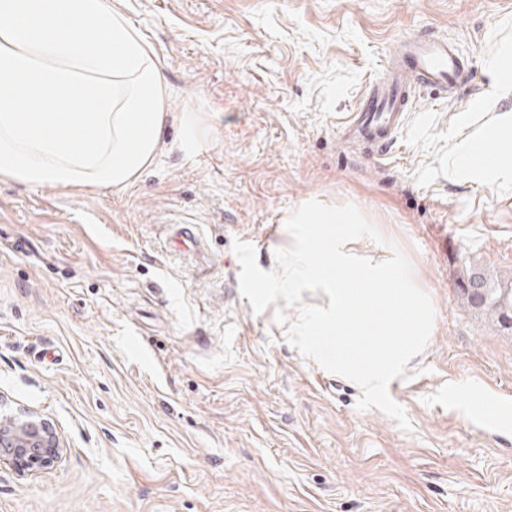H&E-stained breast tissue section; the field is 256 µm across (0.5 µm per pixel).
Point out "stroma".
Segmentation results:
<instances>
[{
    "label": "stroma",
    "mask_w": 512,
    "mask_h": 512,
    "mask_svg": "<svg viewBox=\"0 0 512 512\" xmlns=\"http://www.w3.org/2000/svg\"><path fill=\"white\" fill-rule=\"evenodd\" d=\"M155 52L169 121L121 190L0 179V404L48 420L51 469L0 468V512H512V324L459 288L512 286V180L454 171L512 130L491 63L512 0H115ZM431 32L473 81L416 91L380 155L339 125L398 38ZM199 116L185 143L177 117ZM354 204L434 308L403 431L285 340L239 289L234 240L270 269L300 204ZM179 224L205 244L173 246Z\"/></svg>",
    "instance_id": "stroma-1"
}]
</instances>
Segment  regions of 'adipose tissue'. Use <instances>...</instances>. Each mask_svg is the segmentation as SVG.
I'll return each instance as SVG.
<instances>
[{
  "label": "adipose tissue",
  "instance_id": "ef3b65f1",
  "mask_svg": "<svg viewBox=\"0 0 512 512\" xmlns=\"http://www.w3.org/2000/svg\"><path fill=\"white\" fill-rule=\"evenodd\" d=\"M168 104L155 56L112 0H0V178L126 187L153 165ZM456 166L511 178L512 133L469 142Z\"/></svg>",
  "mask_w": 512,
  "mask_h": 512
}]
</instances>
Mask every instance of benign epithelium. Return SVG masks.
<instances>
[{
    "label": "benign epithelium",
    "instance_id": "7a95c632",
    "mask_svg": "<svg viewBox=\"0 0 512 512\" xmlns=\"http://www.w3.org/2000/svg\"><path fill=\"white\" fill-rule=\"evenodd\" d=\"M63 448L57 432L45 419L26 412L0 416V465L20 474L52 468Z\"/></svg>",
    "mask_w": 512,
    "mask_h": 512
}]
</instances>
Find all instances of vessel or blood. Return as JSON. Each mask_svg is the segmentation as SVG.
<instances>
[{"instance_id":"obj_1","label":"vessel or blood","mask_w":512,"mask_h":512,"mask_svg":"<svg viewBox=\"0 0 512 512\" xmlns=\"http://www.w3.org/2000/svg\"><path fill=\"white\" fill-rule=\"evenodd\" d=\"M471 79L448 39L418 34L402 38L390 49L383 75L368 85L343 122L340 135L369 155L382 153L404 124L414 90H435L450 98Z\"/></svg>"}]
</instances>
